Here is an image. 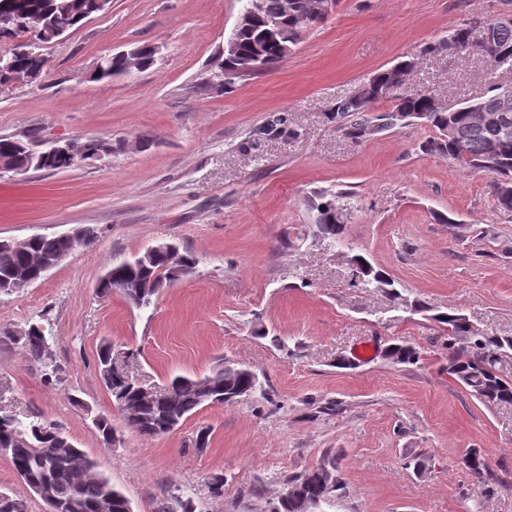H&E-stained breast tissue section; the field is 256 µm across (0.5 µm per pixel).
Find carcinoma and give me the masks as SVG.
I'll list each match as a JSON object with an SVG mask.
<instances>
[{
	"label": "carcinoma",
	"mask_w": 512,
	"mask_h": 512,
	"mask_svg": "<svg viewBox=\"0 0 512 512\" xmlns=\"http://www.w3.org/2000/svg\"><path fill=\"white\" fill-rule=\"evenodd\" d=\"M95 0H0V12L13 14L19 22L11 38H36L35 30L48 23L60 29L80 27L91 13ZM321 0H259L261 9L252 21L239 29L237 51L216 65L217 79L230 86L242 76L266 70L283 61L285 47L297 45L302 38L321 24L326 14L312 11ZM446 47L473 49L499 67L512 68V14L500 20L495 43L488 49L469 40V29L458 28L449 37ZM10 68L22 71L30 83L42 81L44 62L40 48L31 45L29 52L8 57ZM416 68L412 61H402L374 73L361 86V92L336 102L331 112L344 134L353 139H367L389 129L387 120L393 113L403 120H422L431 135L420 149L448 163L492 177V196L496 209L512 214V112L508 120H480L461 106L457 112L441 110L434 105L435 96L419 90L399 97L396 90ZM95 80L111 82L127 73L126 61L114 54L95 68ZM388 103L384 111L373 113L374 105ZM83 151L82 159L112 154V143L101 139L75 141ZM497 149V164L485 169L482 161L490 148ZM0 162L12 172L33 170L58 171L71 168L75 162L66 155H36L26 146L21 135L0 136ZM311 226L334 246L345 243L344 224L348 213L356 209L355 196L348 191L318 192L308 202ZM74 249L66 235L35 234L18 244L0 242V274H14L20 288L41 279L46 263L57 262ZM355 283L364 288L385 292L393 305L411 311L422 306L410 300L395 287V280L364 256H350ZM197 260L189 252L180 253V261L170 260L164 250L142 254L132 261L112 265L101 278L98 292L103 296L121 294L131 305L146 308L152 298L173 282L191 275ZM444 338L448 375L484 405H512V375L505 367L512 362V337L490 335L475 327L458 313L432 316ZM12 343L24 348L29 361L40 372L41 380L51 384L60 379L63 368L48 350L44 329L37 323L17 335H9ZM112 343L104 342L98 353L97 367L102 383L113 398L123 422L139 434L158 438L175 429L206 402H222L220 396L238 393L242 397L265 394L258 374L231 361L218 364L211 374L193 379L177 376L164 391L147 399L135 377L113 374ZM383 358L393 365L415 364L419 351L397 338L386 347ZM0 448L18 477L29 489L42 488L57 505V512H128L129 499L97 463L72 438L53 424L34 414L20 416L0 410ZM465 464L482 476L487 469L484 450L470 448ZM344 493L339 477L336 451L325 453L313 468L289 476L273 512H322Z\"/></svg>",
	"instance_id": "obj_1"
}]
</instances>
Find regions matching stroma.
<instances>
[{
  "instance_id": "stroma-1",
  "label": "stroma",
  "mask_w": 512,
  "mask_h": 512,
  "mask_svg": "<svg viewBox=\"0 0 512 512\" xmlns=\"http://www.w3.org/2000/svg\"><path fill=\"white\" fill-rule=\"evenodd\" d=\"M242 5L112 0L45 48L44 81L0 93V135L112 142L111 155L70 169L0 174V239L97 232L43 279L0 294V333L39 321L63 368L44 385L20 346L0 343V409L62 428L133 512H167L176 495L195 512H271L285 477L331 448L346 494L329 512H512V406L486 407L449 377L432 320L451 310L512 336V216L496 210L490 176L421 151L428 128L355 141L330 117L404 60L417 67L400 94L428 90L450 107L512 83L480 55L428 50L502 0H339L275 67L202 90ZM139 44L159 47L154 65L91 80L101 56ZM276 113L289 132L265 134ZM329 189L357 199L343 248L310 227L306 200ZM164 242L197 257L192 275L145 310L100 297L108 266ZM352 249L422 311L356 286ZM399 336L418 364L381 358ZM106 339L145 388L204 377L226 358L267 393L203 405L161 438L121 427L105 443L92 417L117 414L96 367ZM367 342L373 356L337 367ZM470 448L484 449L493 488L465 467Z\"/></svg>"
}]
</instances>
